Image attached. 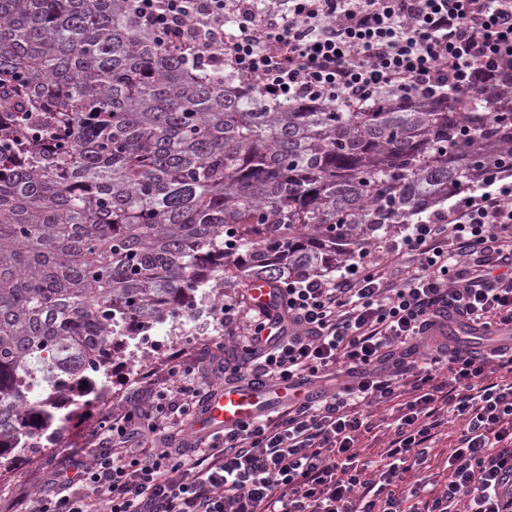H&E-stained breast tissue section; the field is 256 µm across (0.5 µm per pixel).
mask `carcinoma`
Segmentation results:
<instances>
[{
    "instance_id": "obj_1",
    "label": "carcinoma",
    "mask_w": 512,
    "mask_h": 512,
    "mask_svg": "<svg viewBox=\"0 0 512 512\" xmlns=\"http://www.w3.org/2000/svg\"><path fill=\"white\" fill-rule=\"evenodd\" d=\"M500 174L512 64L347 112L190 69L128 0H0V469L107 394L129 320L332 272Z\"/></svg>"
}]
</instances>
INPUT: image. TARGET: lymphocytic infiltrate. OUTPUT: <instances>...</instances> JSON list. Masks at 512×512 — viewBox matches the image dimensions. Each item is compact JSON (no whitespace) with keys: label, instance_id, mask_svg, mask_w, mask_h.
Masks as SVG:
<instances>
[{"label":"lymphocytic infiltrate","instance_id":"lymphocytic-infiltrate-1","mask_svg":"<svg viewBox=\"0 0 512 512\" xmlns=\"http://www.w3.org/2000/svg\"><path fill=\"white\" fill-rule=\"evenodd\" d=\"M255 2L133 0L193 67L251 77L272 100L351 110L464 95L478 72L512 61V0H287L267 14ZM281 294L279 311L233 293L216 312L237 351L225 383L318 382L340 366L348 382L199 439L181 427L210 386L174 361L156 401L113 408L91 460L52 472L29 512H512V183L488 182L361 249L338 275L297 276ZM451 323L500 339L452 342ZM402 386L411 398L370 466L364 408ZM444 409L463 429L443 490L395 493L426 463Z\"/></svg>","mask_w":512,"mask_h":512}]
</instances>
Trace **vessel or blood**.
Wrapping results in <instances>:
<instances>
[{"label": "vessel or blood", "instance_id": "b4317fda", "mask_svg": "<svg viewBox=\"0 0 512 512\" xmlns=\"http://www.w3.org/2000/svg\"><path fill=\"white\" fill-rule=\"evenodd\" d=\"M318 394V385L312 383L291 389L264 381L222 386L210 391L194 417L192 429L197 435L206 437L256 422L267 415L276 403L287 397L311 400Z\"/></svg>", "mask_w": 512, "mask_h": 512}]
</instances>
